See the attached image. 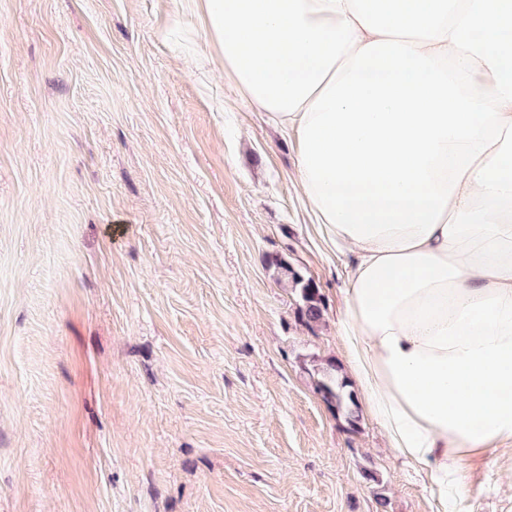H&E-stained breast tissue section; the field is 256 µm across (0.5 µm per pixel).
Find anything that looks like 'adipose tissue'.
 Here are the masks:
<instances>
[{
  "mask_svg": "<svg viewBox=\"0 0 512 512\" xmlns=\"http://www.w3.org/2000/svg\"><path fill=\"white\" fill-rule=\"evenodd\" d=\"M230 88L295 130L351 257L346 371L436 503L512 445V0H182Z\"/></svg>",
  "mask_w": 512,
  "mask_h": 512,
  "instance_id": "ef3b65f1",
  "label": "adipose tissue"
}]
</instances>
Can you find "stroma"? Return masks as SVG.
Masks as SVG:
<instances>
[{
  "label": "stroma",
  "mask_w": 512,
  "mask_h": 512,
  "mask_svg": "<svg viewBox=\"0 0 512 512\" xmlns=\"http://www.w3.org/2000/svg\"><path fill=\"white\" fill-rule=\"evenodd\" d=\"M297 163L179 0H0V512H433L314 391L347 258ZM460 476L512 512L511 448ZM272 265L278 279L284 281L297 295L300 302L299 319L310 331H315L322 323L326 306L320 288L306 271L292 266L282 258L276 259Z\"/></svg>",
  "instance_id": "obj_1"
}]
</instances>
